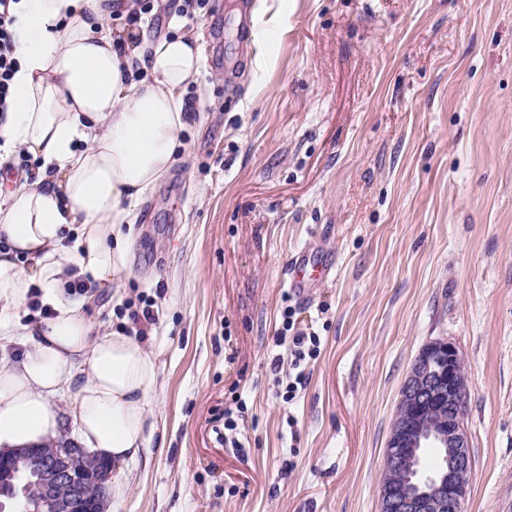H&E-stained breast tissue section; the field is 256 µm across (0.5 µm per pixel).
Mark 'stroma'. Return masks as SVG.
Returning <instances> with one entry per match:
<instances>
[{
	"label": "stroma",
	"mask_w": 512,
	"mask_h": 512,
	"mask_svg": "<svg viewBox=\"0 0 512 512\" xmlns=\"http://www.w3.org/2000/svg\"><path fill=\"white\" fill-rule=\"evenodd\" d=\"M255 2L245 58L235 0L187 17L203 110L122 227L128 273L85 290L95 333L160 355L165 437L114 469L107 512H377L400 388L438 337L468 378L465 510L512 512V0ZM306 246L336 271L295 304L321 344L288 402L270 362Z\"/></svg>",
	"instance_id": "stroma-1"
}]
</instances>
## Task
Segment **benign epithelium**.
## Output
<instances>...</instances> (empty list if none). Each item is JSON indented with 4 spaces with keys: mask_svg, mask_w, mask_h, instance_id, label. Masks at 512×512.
Here are the masks:
<instances>
[{
    "mask_svg": "<svg viewBox=\"0 0 512 512\" xmlns=\"http://www.w3.org/2000/svg\"><path fill=\"white\" fill-rule=\"evenodd\" d=\"M466 370L445 338L428 341L409 368L383 454L379 512H463L473 471L465 425ZM112 465L61 441L0 450V509L79 512L107 506Z\"/></svg>",
    "mask_w": 512,
    "mask_h": 512,
    "instance_id": "obj_1",
    "label": "benign epithelium"
}]
</instances>
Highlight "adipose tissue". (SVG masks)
Instances as JSON below:
<instances>
[{
	"label": "adipose tissue",
	"instance_id": "obj_1",
	"mask_svg": "<svg viewBox=\"0 0 512 512\" xmlns=\"http://www.w3.org/2000/svg\"><path fill=\"white\" fill-rule=\"evenodd\" d=\"M136 0H15L18 69L13 105L0 123V165L22 152L33 181L0 198V340H23L0 360V449L75 440L118 465L157 429L152 399L158 355L121 332L94 335L86 276L111 284L126 269L121 232L130 211L176 163L190 118L184 93L202 66L200 36L135 42L136 25L113 34V14ZM49 317L21 322L32 289ZM66 408H58L59 400Z\"/></svg>",
	"mask_w": 512,
	"mask_h": 512
}]
</instances>
